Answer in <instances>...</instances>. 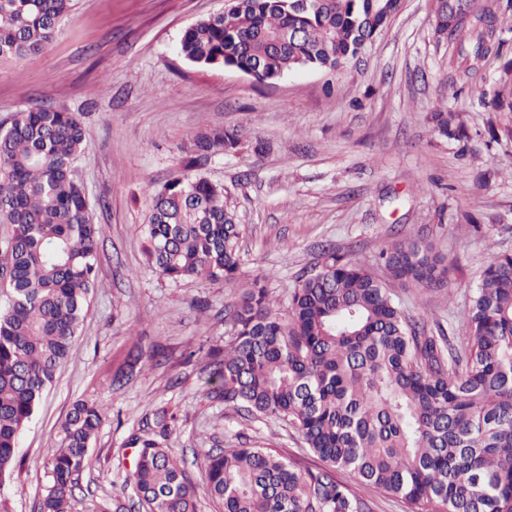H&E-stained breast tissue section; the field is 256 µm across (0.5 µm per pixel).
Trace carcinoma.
Listing matches in <instances>:
<instances>
[{"mask_svg": "<svg viewBox=\"0 0 512 512\" xmlns=\"http://www.w3.org/2000/svg\"><path fill=\"white\" fill-rule=\"evenodd\" d=\"M75 0H0V59L39 54ZM435 33L452 36L463 63L491 53L499 18L490 0L458 10L432 0ZM398 0H232L187 27L178 52L231 68L259 84L310 67L337 70L387 28ZM437 133L468 139L452 112ZM239 134L211 129L186 150V166L235 149ZM89 146L72 112L39 106L0 123V486L12 479L21 437L67 359L97 280L101 228L92 222L73 162ZM149 267L160 276L231 281L240 268L239 224L224 186L175 177L152 191L144 225ZM388 277L440 288L448 274L430 243L400 241L380 254ZM232 336L207 352L209 393L248 415L283 420L320 460L277 448H211L207 494L224 512H373L340 477L352 471L408 512H512V254L484 270L467 336L434 334L394 300L389 283L328 251L274 310L260 279L227 313ZM164 353L133 347L111 385ZM103 422L94 402L73 404L50 461L41 512H68ZM176 422L161 407L127 441L133 485L147 512H197V486L164 441Z\"/></svg>", "mask_w": 512, "mask_h": 512, "instance_id": "cac0c4a2", "label": "carcinoma"}]
</instances>
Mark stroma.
<instances>
[{
	"instance_id": "35a3bbf8",
	"label": "stroma",
	"mask_w": 512,
	"mask_h": 512,
	"mask_svg": "<svg viewBox=\"0 0 512 512\" xmlns=\"http://www.w3.org/2000/svg\"><path fill=\"white\" fill-rule=\"evenodd\" d=\"M226 2L78 0L40 55L0 61V122L51 105L84 124L90 145L75 176L102 228L86 318L23 434L0 512H40L60 423L78 400L95 401L106 417L69 512H143L126 442L161 406L177 417L166 446L195 482L212 448L248 444L308 459L292 428L207 394L206 348L230 336L225 312L253 279L264 280L283 316L325 248L380 276L382 249L422 241L444 256L448 286L391 288L428 329L462 336L484 269L512 253V112L489 105L504 81L501 64L512 59V0H498L501 57L459 92L449 85L455 45L435 36L431 0H405L343 68L300 69L264 84L178 52L185 29ZM440 111L458 113L471 135L466 146L438 136L430 116ZM211 128L242 139L203 170L237 211L242 261L230 282L174 283L143 254L149 189L184 175L183 147ZM136 345L164 349L165 361L113 388Z\"/></svg>"
}]
</instances>
